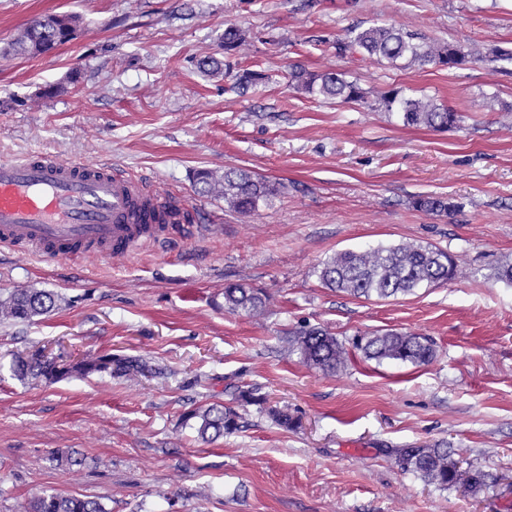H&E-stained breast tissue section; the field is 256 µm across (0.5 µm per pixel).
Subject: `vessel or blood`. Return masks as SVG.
<instances>
[{"label": "vessel or blood", "mask_w": 512, "mask_h": 512, "mask_svg": "<svg viewBox=\"0 0 512 512\" xmlns=\"http://www.w3.org/2000/svg\"><path fill=\"white\" fill-rule=\"evenodd\" d=\"M174 219L160 194L111 165L44 153L0 160L1 250L121 259L164 242Z\"/></svg>", "instance_id": "vessel-or-blood-1"}]
</instances>
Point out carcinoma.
<instances>
[{
  "mask_svg": "<svg viewBox=\"0 0 512 512\" xmlns=\"http://www.w3.org/2000/svg\"><path fill=\"white\" fill-rule=\"evenodd\" d=\"M63 45L72 40L64 31L57 16L48 15L25 27L0 54L3 56H38L49 41ZM244 41V34L236 27L224 30V59L214 56L197 61L204 71L233 72L231 62ZM341 53L361 54L379 63L386 62L398 68L420 66L454 68L467 61L471 53L460 46L430 41L421 33L392 25H372L346 30L336 42ZM477 58L497 65L512 64V49L495 47ZM265 79L260 71L246 70L236 75V84L245 91ZM294 87L312 96L343 101L365 98L359 85L340 72L313 73L304 68L291 71ZM386 112L397 117L405 126L446 129L456 125L459 116L452 109L431 100L423 101L398 90H390L380 98ZM199 193L221 194L236 211L250 214L268 203L277 194L275 186L242 169L229 168L220 174L203 170L196 174ZM414 206L431 213L448 212V202L439 197H418ZM456 266L448 253L429 246L413 243L379 244L364 251L346 250L330 257L321 268L320 278L328 288L353 297L388 299L415 293L416 289L447 282L455 276ZM267 295L258 288L232 284L224 288V306L231 311L248 314L261 313ZM55 305L54 295L35 288H15L0 298V322H30L47 314ZM292 347L307 364L324 372L334 373L346 362L347 352L335 336L319 328L303 329L293 333ZM369 360L393 361L424 365L435 356L433 343L423 336L409 332L389 330L361 339L357 345ZM151 371L147 362L135 357H116L110 354H89L70 368H61L45 357L20 359L16 362V376L25 379L40 378L48 383L77 373L117 375L130 380ZM186 421L205 442L215 440L239 428L238 412L224 404H212L189 413ZM56 466L71 471L84 464L85 458L71 448H58L51 452ZM398 463L418 473L429 485L446 488L460 480L457 463L446 448H404ZM19 512H108L98 500L58 493H42L26 499Z\"/></svg>",
  "mask_w": 512,
  "mask_h": 512,
  "instance_id": "carcinoma-1",
  "label": "carcinoma"
}]
</instances>
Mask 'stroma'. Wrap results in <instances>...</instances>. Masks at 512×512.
Masks as SVG:
<instances>
[{
	"mask_svg": "<svg viewBox=\"0 0 512 512\" xmlns=\"http://www.w3.org/2000/svg\"><path fill=\"white\" fill-rule=\"evenodd\" d=\"M47 14L77 16V36L0 58V160L109 163L185 218L124 261L0 251V293L56 296L34 321L0 323V512L43 492L107 512H512V285L495 277L512 263V65L394 68L336 50L347 28L372 23L512 48V0H0V46ZM230 25L245 35L237 70L268 76L243 95L195 66L223 57ZM293 64L345 73L365 98L297 91ZM393 89L461 120L402 126L379 103ZM231 167L279 194L243 215L197 193L198 171ZM426 195L447 198L449 212L417 210ZM399 242L453 255L456 278L385 300L322 283L336 252ZM237 283L266 290L263 313L225 309ZM304 327L348 347L409 331L436 355L412 365L357 352L326 374L290 344ZM35 352L65 366L139 357L165 374L20 380L14 361ZM244 390L263 403L240 401ZM214 403L236 408L241 427L205 444L183 417ZM424 446L450 447L486 488L440 489L397 465L398 449ZM56 448L85 465L63 472Z\"/></svg>",
	"mask_w": 512,
	"mask_h": 512,
	"instance_id": "stroma-1",
	"label": "stroma"
}]
</instances>
